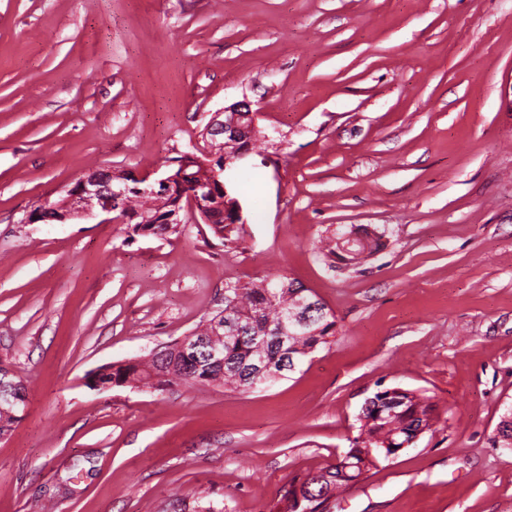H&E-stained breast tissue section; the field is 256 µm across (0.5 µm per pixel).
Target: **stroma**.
Here are the masks:
<instances>
[{
    "label": "stroma",
    "instance_id": "obj_1",
    "mask_svg": "<svg viewBox=\"0 0 512 512\" xmlns=\"http://www.w3.org/2000/svg\"><path fill=\"white\" fill-rule=\"evenodd\" d=\"M512 0H0V362L27 388L0 439V512H262L335 462L378 385L440 421L332 512H512ZM247 100L274 133L236 175L227 251L185 220L162 238L92 220L29 224L86 172L204 152ZM384 231L357 264L336 230ZM283 274L336 338L239 393L98 392Z\"/></svg>",
    "mask_w": 512,
    "mask_h": 512
}]
</instances>
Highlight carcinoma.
Segmentation results:
<instances>
[{"mask_svg":"<svg viewBox=\"0 0 512 512\" xmlns=\"http://www.w3.org/2000/svg\"><path fill=\"white\" fill-rule=\"evenodd\" d=\"M132 226L135 232L148 230L153 236H165L178 228L176 224H143L139 217ZM206 228L229 250L237 248L245 234L244 225L232 219L227 223L208 224ZM367 232L366 228L355 227L338 232L336 248L329 249V254L345 264L355 262L364 254L373 255L376 241L382 240L385 232L371 236ZM226 292L224 320L233 322L235 334L222 328L214 331V315L197 328L201 335H214L215 345L224 351V364L150 357L101 366L98 379L117 386H143L161 392L177 384H212L247 393L278 374L288 377L295 373L336 335V319L327 308L314 314V319L304 328L288 327L284 318L289 311L298 308L303 300L316 299V294L283 274H268L246 284L236 280ZM276 336H284L286 341L277 343ZM438 421L437 405L432 398L398 386L377 390L356 418V434L349 439L345 457L321 469L317 481L310 480L308 474L294 476L289 487L267 503L263 512H331L349 486L388 461V455H398L402 445L412 437L434 431ZM499 425L493 442L502 448H512V404L504 409ZM298 484L307 486L300 501L291 490Z\"/></svg>","mask_w":512,"mask_h":512,"instance_id":"obj_1","label":"carcinoma"}]
</instances>
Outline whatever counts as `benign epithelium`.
Returning <instances> with one entry per match:
<instances>
[{
	"mask_svg": "<svg viewBox=\"0 0 512 512\" xmlns=\"http://www.w3.org/2000/svg\"><path fill=\"white\" fill-rule=\"evenodd\" d=\"M211 139L227 137L232 140L252 138L257 133L255 113L247 101H239L221 112L212 113L205 125ZM252 154V149H243L228 157L221 153L210 156L207 174L190 173L196 156L185 153L180 159L166 165L158 177L135 171L119 173L97 169L79 178L65 190L63 202L57 206L45 204L30 211L26 222L56 221L64 223L74 219H95L99 214L111 215V221L126 222L132 215V202L144 201L150 206L162 205L153 216L145 217L150 224H181L180 213L190 210L194 218L204 224L215 222V213L224 210L222 200L217 198L215 182L224 176V185L234 183L237 169ZM208 349L211 359L224 363V355L207 336L195 333L177 342L176 351L184 359L191 360L202 349ZM12 368L0 363V414L3 417L19 418L26 410L28 397L22 384L13 380Z\"/></svg>",
	"mask_w": 512,
	"mask_h": 512,
	"instance_id": "1",
	"label": "benign epithelium"
}]
</instances>
